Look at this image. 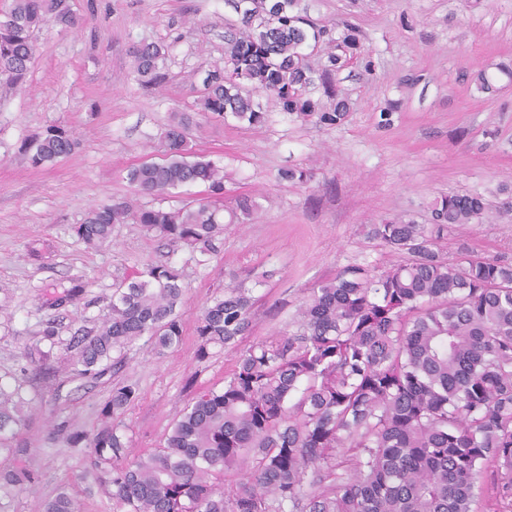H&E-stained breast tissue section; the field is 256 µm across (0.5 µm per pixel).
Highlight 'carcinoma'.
Masks as SVG:
<instances>
[{
    "instance_id": "carcinoma-1",
    "label": "carcinoma",
    "mask_w": 512,
    "mask_h": 512,
    "mask_svg": "<svg viewBox=\"0 0 512 512\" xmlns=\"http://www.w3.org/2000/svg\"><path fill=\"white\" fill-rule=\"evenodd\" d=\"M224 65L189 74L198 86L194 111L177 115L161 141V161L128 172L136 193L165 199L202 184L193 205L145 208L134 197L94 205L74 227L100 248L116 224L183 244L206 258L228 224L258 209L239 195L224 206V167L192 152L197 117L262 125L273 101L281 112L319 126H341L351 114L334 76L348 61L371 68L360 31L343 21L313 19L304 0H225ZM75 25L63 0H11L0 12V78L22 82L36 55L35 34L49 23ZM171 46L132 47L133 74L146 90L168 82ZM321 62L313 63L315 56ZM483 92L497 73L478 71ZM72 132L50 125L22 144L33 167L71 154ZM279 177L301 184L312 171L290 167ZM479 193L448 194L431 203V222L410 214L373 225L397 260L352 266L307 289L298 331L253 343L220 389L198 392L156 451L126 461L127 443L112 419L137 398L116 384L105 421L92 435L66 432L73 448H89L108 475L116 512H512V263L460 253L445 256L444 232L481 224ZM74 283L53 294L60 308L83 293ZM184 287L166 262L130 274L115 289L110 315L77 329L66 344L74 374L100 379L126 349L145 338L157 353L180 343ZM252 289L237 284L213 298L197 318L198 357L212 345L245 335ZM22 386L0 384V434L23 421ZM234 471L245 479L221 487ZM25 467L0 473V490L31 483ZM42 512H76L65 491Z\"/></svg>"
}]
</instances>
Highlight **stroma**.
Instances as JSON below:
<instances>
[{
  "mask_svg": "<svg viewBox=\"0 0 512 512\" xmlns=\"http://www.w3.org/2000/svg\"><path fill=\"white\" fill-rule=\"evenodd\" d=\"M306 2L315 18L355 24L372 67L348 64L336 74L354 105L344 125L294 122L274 106L262 126L205 123L193 152L223 160L227 198L250 194L261 209L249 223L230 225L202 265L187 247L138 224L114 225L111 244L98 249L79 241L74 227L93 205L131 196V167L161 159L171 117L196 97L187 74L224 62V0H64L74 27L39 32L25 82L0 83V380L22 383L28 415L0 451V470L34 472L21 491L0 493V512H41L62 488L79 512H113L106 483L90 474V449L70 447L58 425L92 434L112 386L129 382L137 398L117 423L131 453L163 446L186 403L222 386L240 352L296 331L307 288L350 266L391 261L370 233L382 219L410 213L424 223L436 197L479 192L486 219L452 230L443 251L512 262V205L496 190L512 178V79L500 76L491 94L471 80L482 68H512V0ZM152 41L171 46L170 79L147 91L133 78L129 51ZM390 101L399 110L389 127H378ZM50 124L71 130L78 146L32 167L20 146ZM293 165L313 169L314 180H278L279 169ZM158 261L183 276L179 345L161 355L142 340L119 371L70 377L64 355L73 333L108 314L113 288L130 272ZM73 280L86 285L80 299L48 307L54 288ZM237 283L255 298L248 334L198 358V315ZM49 322L57 331L51 342L42 336Z\"/></svg>",
  "mask_w": 512,
  "mask_h": 512,
  "instance_id": "35a3bbf8",
  "label": "stroma"
}]
</instances>
